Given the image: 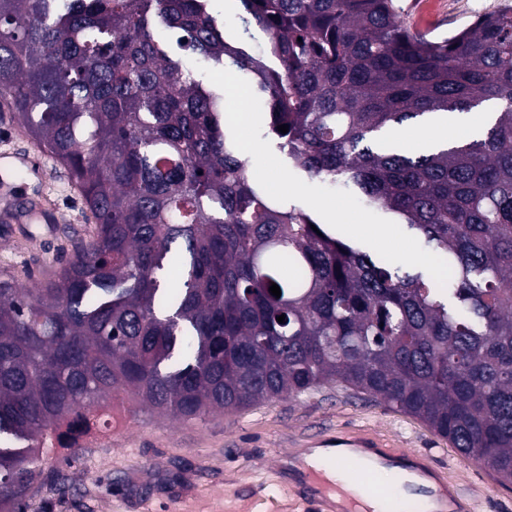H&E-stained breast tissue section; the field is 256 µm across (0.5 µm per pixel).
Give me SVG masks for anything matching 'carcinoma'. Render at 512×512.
<instances>
[{
	"instance_id": "obj_1",
	"label": "carcinoma",
	"mask_w": 512,
	"mask_h": 512,
	"mask_svg": "<svg viewBox=\"0 0 512 512\" xmlns=\"http://www.w3.org/2000/svg\"><path fill=\"white\" fill-rule=\"evenodd\" d=\"M214 2L0 0V101L94 224L44 287L0 273V512H25L46 457L76 456L117 393L189 421L336 384L512 484V13L429 39L395 0H239L230 36ZM160 25L244 76L288 162L423 238L448 279L254 181L224 87ZM490 102L479 139L385 140Z\"/></svg>"
}]
</instances>
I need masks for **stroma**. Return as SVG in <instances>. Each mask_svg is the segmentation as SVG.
<instances>
[{
    "mask_svg": "<svg viewBox=\"0 0 512 512\" xmlns=\"http://www.w3.org/2000/svg\"><path fill=\"white\" fill-rule=\"evenodd\" d=\"M396 3L405 24L432 37L453 34L486 12H512V0ZM248 110L259 120L237 128L236 137L255 144L249 169L259 172L273 195L348 240L354 237L351 225L386 226L380 211L289 164L264 137L265 107L252 103ZM34 146L12 113L0 111V272L15 275L22 288L55 279L61 259L88 231L82 198L55 159L46 158L42 175L19 178L12 156ZM42 198L54 202L55 222L21 211L22 201ZM114 404L119 422L82 438L81 453L63 469L65 490L39 486L26 512H307L299 481L288 474V455L300 439L350 422L395 439L402 448L430 451L472 489L481 512H512V488L501 486L481 463L419 420L333 384L190 422L141 409L122 395Z\"/></svg>",
    "mask_w": 512,
    "mask_h": 512,
    "instance_id": "stroma-1",
    "label": "stroma"
}]
</instances>
